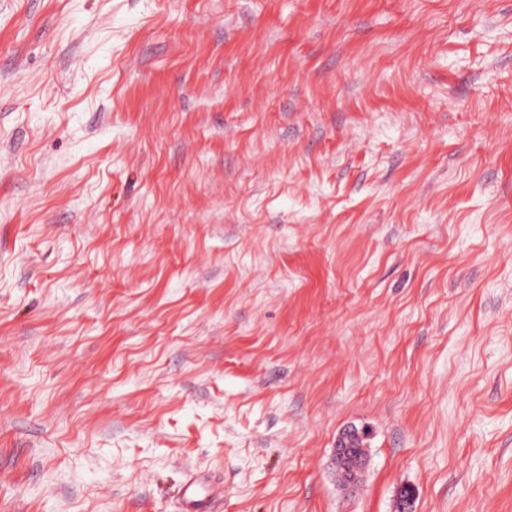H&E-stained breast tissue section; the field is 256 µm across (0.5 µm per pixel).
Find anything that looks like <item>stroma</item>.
Wrapping results in <instances>:
<instances>
[{"label": "stroma", "mask_w": 512, "mask_h": 512, "mask_svg": "<svg viewBox=\"0 0 512 512\" xmlns=\"http://www.w3.org/2000/svg\"><path fill=\"white\" fill-rule=\"evenodd\" d=\"M190 469L512 512V0H0V512ZM356 438L363 439V434L356 430H350L344 433L336 443V471L341 481L349 487L359 481L365 467V458L360 456L365 453L362 448L363 442L356 445L355 448V451L359 455H356L352 448V442H354Z\"/></svg>", "instance_id": "stroma-1"}]
</instances>
